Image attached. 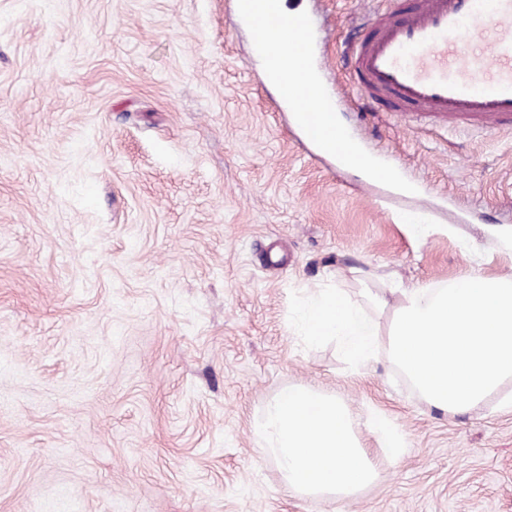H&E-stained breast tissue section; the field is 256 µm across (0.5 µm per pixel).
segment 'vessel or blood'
<instances>
[{
	"instance_id": "1",
	"label": "vessel or blood",
	"mask_w": 512,
	"mask_h": 512,
	"mask_svg": "<svg viewBox=\"0 0 512 512\" xmlns=\"http://www.w3.org/2000/svg\"><path fill=\"white\" fill-rule=\"evenodd\" d=\"M233 10L257 54L297 65L282 91L298 132L340 166L363 164L361 144L311 72L308 15L286 12L280 0H234ZM346 58L369 108L449 128L512 129V0H386L369 11Z\"/></svg>"
}]
</instances>
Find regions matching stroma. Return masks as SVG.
<instances>
[{
	"label": "stroma",
	"mask_w": 512,
	"mask_h": 512,
	"mask_svg": "<svg viewBox=\"0 0 512 512\" xmlns=\"http://www.w3.org/2000/svg\"><path fill=\"white\" fill-rule=\"evenodd\" d=\"M286 4L339 39L365 7ZM317 66L429 193L303 143L231 0H0V512H512V410L448 415L288 321L291 292L331 284L385 332L366 290L512 273V130L370 112L335 47ZM295 384L351 413L379 472L355 499L289 491L259 448ZM367 425L370 432L377 437V439L384 445V447H402V441L400 436L390 427L387 420L380 414H373L369 418Z\"/></svg>",
	"instance_id": "stroma-1"
}]
</instances>
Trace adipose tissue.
Segmentation results:
<instances>
[{
    "label": "adipose tissue",
    "instance_id": "ef3b65f1",
    "mask_svg": "<svg viewBox=\"0 0 512 512\" xmlns=\"http://www.w3.org/2000/svg\"><path fill=\"white\" fill-rule=\"evenodd\" d=\"M254 432L296 494L350 499L377 477L346 406L315 388H283L255 421Z\"/></svg>",
    "mask_w": 512,
    "mask_h": 512
}]
</instances>
